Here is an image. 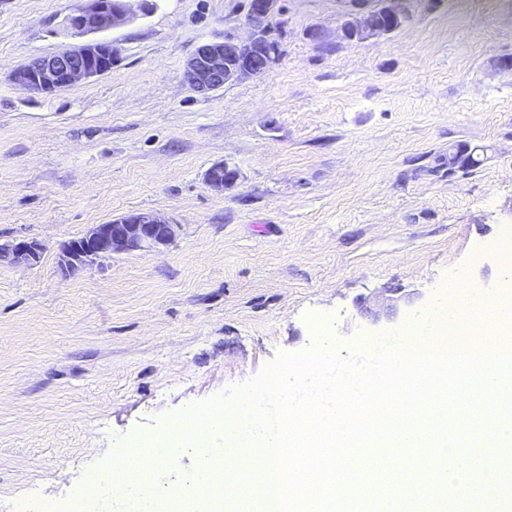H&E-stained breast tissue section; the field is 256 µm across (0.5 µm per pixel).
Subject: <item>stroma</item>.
Segmentation results:
<instances>
[{"label": "stroma", "mask_w": 512, "mask_h": 512, "mask_svg": "<svg viewBox=\"0 0 512 512\" xmlns=\"http://www.w3.org/2000/svg\"><path fill=\"white\" fill-rule=\"evenodd\" d=\"M79 2L0 0V239L46 246L37 265L0 263V512L81 494L115 449L142 454L279 354L425 328L455 273L469 321L504 297L512 0H416L402 29L359 44L342 0H283L279 60L207 95L185 62L247 36L245 0H131L110 72L15 86L12 67L83 44ZM456 144L483 149L472 174L449 175ZM221 161L240 178L217 190ZM135 211L177 224L174 242L59 274L61 242ZM388 288L415 299L374 317ZM238 178V169L227 162L215 163L205 173V179L209 186L217 190L232 186Z\"/></svg>", "instance_id": "35a3bbf8"}]
</instances>
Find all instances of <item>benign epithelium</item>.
Segmentation results:
<instances>
[{"instance_id": "obj_1", "label": "benign epithelium", "mask_w": 512, "mask_h": 512, "mask_svg": "<svg viewBox=\"0 0 512 512\" xmlns=\"http://www.w3.org/2000/svg\"><path fill=\"white\" fill-rule=\"evenodd\" d=\"M130 0H82L70 14L69 26L80 34L119 28L131 19ZM282 0H247L245 23L249 34L241 40L209 41L199 45L187 60L185 77L203 95L244 76L261 75L281 55L280 43L267 28V20L282 13ZM347 4L341 38L362 43L391 34L410 20L414 0H342ZM115 50L110 40L95 39L73 49L40 56L9 73L11 82L31 93L50 95L80 81L112 70ZM239 178L236 167L219 162L205 173L210 187L222 190ZM177 225L153 212H134L105 224L93 225L76 240L58 249V268L74 277L114 253L159 251L176 237ZM44 245L27 237L0 242V262L33 266Z\"/></svg>"}]
</instances>
